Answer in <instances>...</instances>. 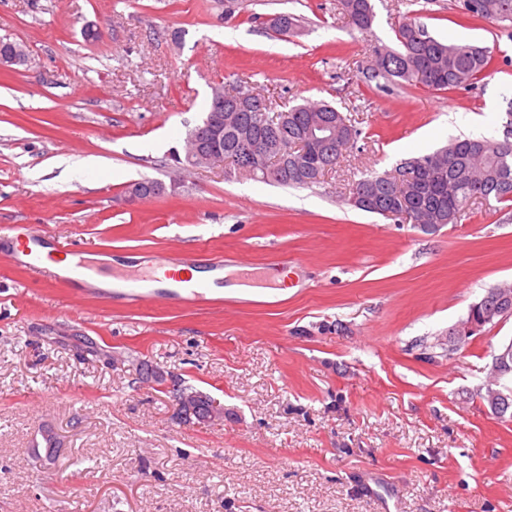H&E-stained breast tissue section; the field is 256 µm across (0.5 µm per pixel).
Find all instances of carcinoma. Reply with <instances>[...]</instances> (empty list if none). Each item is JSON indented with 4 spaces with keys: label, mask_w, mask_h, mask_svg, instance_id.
Wrapping results in <instances>:
<instances>
[{
    "label": "carcinoma",
    "mask_w": 512,
    "mask_h": 512,
    "mask_svg": "<svg viewBox=\"0 0 512 512\" xmlns=\"http://www.w3.org/2000/svg\"><path fill=\"white\" fill-rule=\"evenodd\" d=\"M457 8L468 19H493L512 23V0H458ZM337 9L361 33L370 32L374 18L371 0H338ZM272 28L288 36L298 28V19L283 13ZM397 48L374 49L367 77L387 82L418 83L433 90L468 89L494 63L493 49L467 42H443L421 24L408 20L396 30ZM224 95V111L235 120L224 124V162L237 166L256 147L270 143L303 144L299 153L288 155L258 169L249 178L281 186L303 187L320 182L326 168H334L360 135L346 116L326 103L297 104L286 110L271 107L252 112L240 102L255 89L241 83L212 87ZM506 135L501 140L459 138L448 145L400 163L393 171L360 180L349 197H362L357 209L383 217L404 218L425 233H435L455 224L470 202L481 199L498 204L512 202V112L507 113ZM323 121L331 127L327 141L309 143L311 126Z\"/></svg>",
    "instance_id": "cac0c4a2"
}]
</instances>
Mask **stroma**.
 I'll list each match as a JSON object with an SVG mask.
<instances>
[{
  "label": "stroma",
  "instance_id": "35a3bbf8",
  "mask_svg": "<svg viewBox=\"0 0 512 512\" xmlns=\"http://www.w3.org/2000/svg\"><path fill=\"white\" fill-rule=\"evenodd\" d=\"M373 5L362 34L336 0H0V38L31 54L0 67V227H41L103 275V256L193 244L290 288L76 306L1 245L0 512H512V421L476 394L512 316L448 350L470 306L512 283V206L477 200L427 234L347 195L450 139L503 138L512 27L463 19L456 0ZM281 13L297 34L270 29ZM407 17L493 48L491 73L380 91L364 76L373 48ZM227 79L278 110L330 102L361 136L310 188L190 168L186 137ZM71 155L101 165L74 179ZM144 179L162 192L130 200ZM140 361L219 399L223 420L178 419ZM44 428L49 450L33 445Z\"/></svg>",
  "mask_w": 512,
  "mask_h": 512
}]
</instances>
